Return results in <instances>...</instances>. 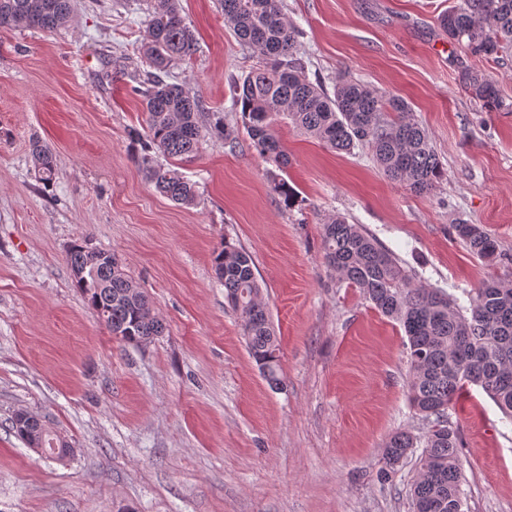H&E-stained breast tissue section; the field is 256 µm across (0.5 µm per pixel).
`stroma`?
<instances>
[{
  "instance_id": "obj_1",
  "label": "stroma",
  "mask_w": 512,
  "mask_h": 512,
  "mask_svg": "<svg viewBox=\"0 0 512 512\" xmlns=\"http://www.w3.org/2000/svg\"><path fill=\"white\" fill-rule=\"evenodd\" d=\"M454 2L283 0L310 80L330 90L346 72L410 103L444 167L421 195L370 148L338 153L284 121L287 168L262 158L231 85L264 60L216 0H181L197 50L172 70L203 102L200 150L176 163L197 187L191 207L156 193L137 164L147 0H76L65 28L0 29V512H413L418 453L380 477L394 432L432 426L408 400L405 335L327 267L322 221L361 225L417 283L460 303L489 277L512 285V112L485 111L458 82L469 65L512 99V58L450 43L436 17ZM36 140L55 157L48 186L34 175ZM459 222L482 225L505 261L473 255L451 233ZM80 238L120 258L162 336L137 347L98 319L66 262ZM226 238L263 284L280 388L249 356L215 276ZM20 409L45 416L72 454L28 448L11 427ZM448 422L463 441L464 512H512V423L475 386Z\"/></svg>"
}]
</instances>
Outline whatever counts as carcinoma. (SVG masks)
Listing matches in <instances>:
<instances>
[{"label": "carcinoma", "instance_id": "1", "mask_svg": "<svg viewBox=\"0 0 512 512\" xmlns=\"http://www.w3.org/2000/svg\"><path fill=\"white\" fill-rule=\"evenodd\" d=\"M217 3L238 39L267 59L232 86L242 127L261 156L279 169L288 166V155L274 133L275 122L285 118L338 151L368 144L384 174L415 193L435 187L443 175L442 161L405 99L343 75L336 77L331 93L312 82L296 56V30L284 17L281 0ZM74 9L75 0H0V28L53 32L71 21ZM437 22L449 42L474 57L498 60L512 55V0H457ZM195 45L180 0H149L140 50L154 72L137 89L146 112L145 132L135 133L142 143L138 166L157 192L184 206L196 203L195 184L157 156L187 159L198 150L203 103L184 86L168 81L169 68L190 58ZM458 80L486 111L512 112V102L490 76L463 66ZM32 158L39 181L51 183V149L36 141ZM453 230L481 260L493 264L501 259L496 240L480 225L455 224ZM322 246L327 266L402 327L411 406L425 417H435L422 439L408 431L395 433L383 448L385 464L396 466L423 443L412 488L414 512H462V441L448 424L447 411L463 390L477 386L512 421V286L488 280L470 297L469 307H461L439 289L416 285L390 251L342 216L323 220ZM66 262L75 287L113 335L144 345L163 334L165 326L150 310L147 295L123 272L114 253L75 243ZM213 266L251 358L270 386L282 385L278 339L251 254L226 239L213 253ZM12 429L30 448L60 458L73 453L68 441L52 436L37 414Z\"/></svg>", "mask_w": 512, "mask_h": 512}]
</instances>
